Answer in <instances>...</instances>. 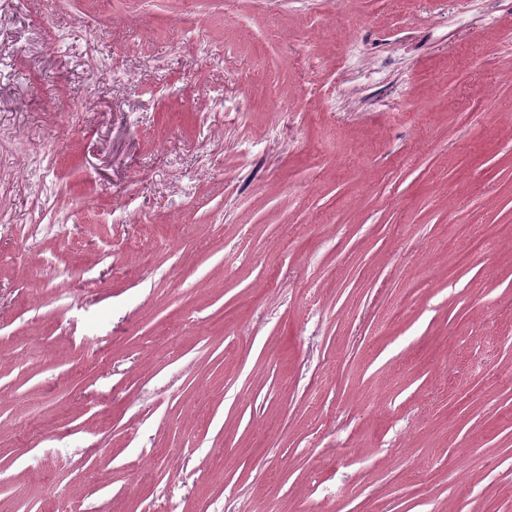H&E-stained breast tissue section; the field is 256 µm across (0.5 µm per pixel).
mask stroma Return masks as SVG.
Here are the masks:
<instances>
[{
    "label": "stroma",
    "instance_id": "1",
    "mask_svg": "<svg viewBox=\"0 0 512 512\" xmlns=\"http://www.w3.org/2000/svg\"><path fill=\"white\" fill-rule=\"evenodd\" d=\"M0 512H512V0H0Z\"/></svg>",
    "mask_w": 512,
    "mask_h": 512
}]
</instances>
